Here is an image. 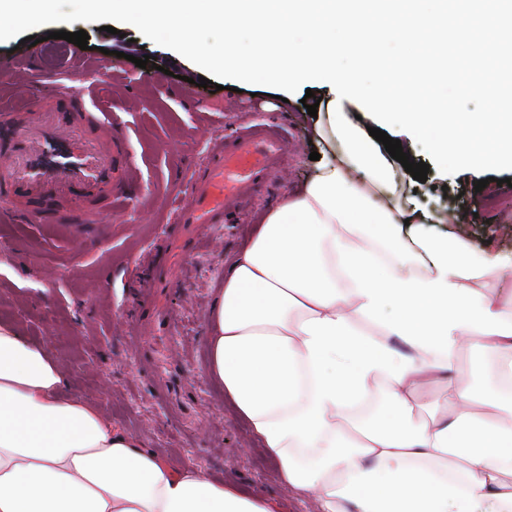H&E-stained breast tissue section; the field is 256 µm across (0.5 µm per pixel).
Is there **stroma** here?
<instances>
[{
	"label": "stroma",
	"instance_id": "obj_1",
	"mask_svg": "<svg viewBox=\"0 0 512 512\" xmlns=\"http://www.w3.org/2000/svg\"><path fill=\"white\" fill-rule=\"evenodd\" d=\"M54 21L11 25L0 37V89L57 74L73 93L96 89L94 101L128 138L135 169L128 200L95 224L0 223V323L17 327L64 364L69 391L93 401L115 426L173 463L190 462L246 494L277 500L283 512H307L275 476L272 462L249 448L245 428L224 408L205 375L208 313L224 265L261 223L266 208L308 180L315 163L302 100L318 84L290 88L202 71L192 55L146 32L91 14L78 0H58ZM85 31L88 49L57 38ZM448 101L454 111L491 112L490 99L466 97L474 76L464 51L474 40L448 41ZM153 56L152 67L135 59ZM212 87L197 85L200 77ZM292 94L289 109L276 99ZM274 116L287 142L285 176L249 201L229 224L209 229L177 221V208L202 172L209 148L226 134ZM412 160L428 164L426 182L405 181V194L440 214H472L463 233L475 246L512 252L511 168L490 167L475 191L466 168L444 171L428 146L431 129L402 135Z\"/></svg>",
	"mask_w": 512,
	"mask_h": 512
}]
</instances>
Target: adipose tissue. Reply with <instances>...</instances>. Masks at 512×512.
<instances>
[{
	"mask_svg": "<svg viewBox=\"0 0 512 512\" xmlns=\"http://www.w3.org/2000/svg\"><path fill=\"white\" fill-rule=\"evenodd\" d=\"M245 78L327 86L313 176L270 207L224 271L206 376L312 512H512V253L481 250L404 198L367 123L434 128L444 168L512 165V79L471 83L499 111L448 109L441 0H82ZM385 18L374 33L370 14ZM221 29L223 44L198 37ZM254 39L238 47L242 31ZM303 32V42L291 41ZM401 51L337 55L348 32ZM435 90L431 112L411 100ZM497 275L505 287H479ZM467 347L491 365L461 367ZM62 364L0 324V512H279L176 465L86 398ZM435 383L450 400L423 401Z\"/></svg>",
	"mask_w": 512,
	"mask_h": 512,
	"instance_id": "obj_1",
	"label": "adipose tissue"
}]
</instances>
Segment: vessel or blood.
Wrapping results in <instances>:
<instances>
[{
	"instance_id": "obj_1",
	"label": "vessel or blood",
	"mask_w": 512,
	"mask_h": 512,
	"mask_svg": "<svg viewBox=\"0 0 512 512\" xmlns=\"http://www.w3.org/2000/svg\"><path fill=\"white\" fill-rule=\"evenodd\" d=\"M11 98L36 101L37 110L20 127L0 111V218L14 223L92 224L111 211L127 183V142L109 114L91 109L84 97L57 85L14 86ZM272 121L235 132L210 153L208 171L194 181L178 212L182 224L210 228L223 223L270 180L284 153ZM80 198L79 210L62 208Z\"/></svg>"
}]
</instances>
